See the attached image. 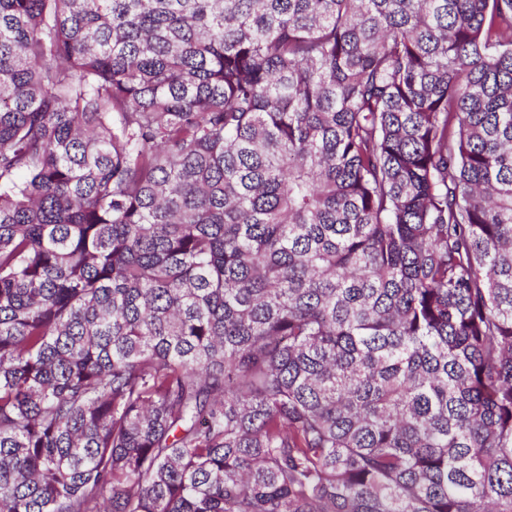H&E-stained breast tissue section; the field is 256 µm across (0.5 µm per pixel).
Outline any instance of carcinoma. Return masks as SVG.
I'll use <instances>...</instances> for the list:
<instances>
[{
	"instance_id": "1",
	"label": "carcinoma",
	"mask_w": 512,
	"mask_h": 512,
	"mask_svg": "<svg viewBox=\"0 0 512 512\" xmlns=\"http://www.w3.org/2000/svg\"><path fill=\"white\" fill-rule=\"evenodd\" d=\"M0 512H512V0H0Z\"/></svg>"
}]
</instances>
